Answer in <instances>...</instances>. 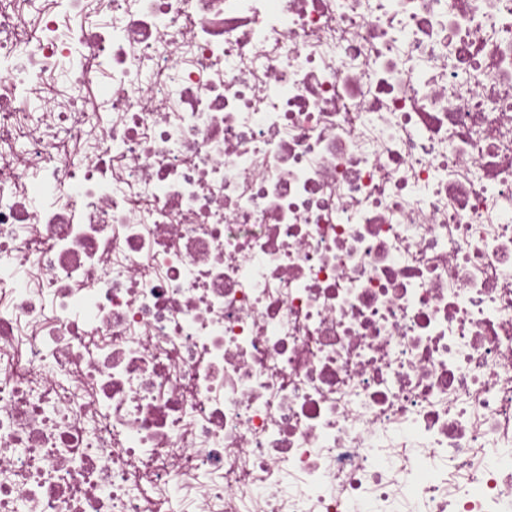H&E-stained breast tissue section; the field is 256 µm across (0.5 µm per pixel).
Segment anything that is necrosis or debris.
<instances>
[{
    "instance_id": "1",
    "label": "necrosis or debris",
    "mask_w": 512,
    "mask_h": 512,
    "mask_svg": "<svg viewBox=\"0 0 512 512\" xmlns=\"http://www.w3.org/2000/svg\"><path fill=\"white\" fill-rule=\"evenodd\" d=\"M176 499L512 512V0H0V512Z\"/></svg>"
}]
</instances>
